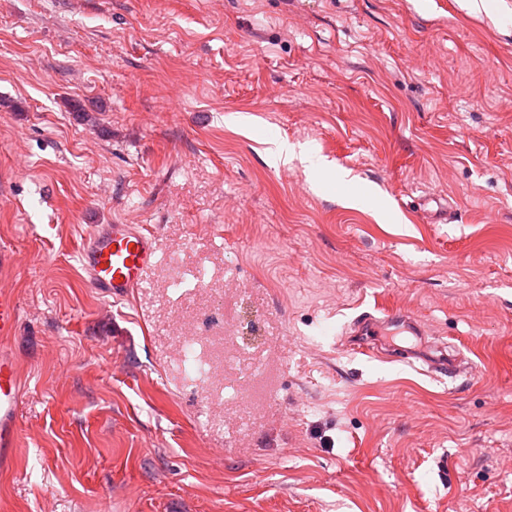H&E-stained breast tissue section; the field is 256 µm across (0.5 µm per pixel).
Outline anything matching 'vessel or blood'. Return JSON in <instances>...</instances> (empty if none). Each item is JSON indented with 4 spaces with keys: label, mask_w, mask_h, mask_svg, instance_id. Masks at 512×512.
Masks as SVG:
<instances>
[{
    "label": "vessel or blood",
    "mask_w": 512,
    "mask_h": 512,
    "mask_svg": "<svg viewBox=\"0 0 512 512\" xmlns=\"http://www.w3.org/2000/svg\"><path fill=\"white\" fill-rule=\"evenodd\" d=\"M156 257L154 235L139 224L94 226L80 252L87 282L100 294L121 299L140 288L146 270ZM20 303L10 292L0 290V339L16 335ZM409 317L397 310L384 311L382 317L364 312L354 318V333L381 335L389 325L408 323ZM26 398L17 361L0 349V464L13 458L21 445L18 429L20 408Z\"/></svg>",
    "instance_id": "b4317fda"
}]
</instances>
